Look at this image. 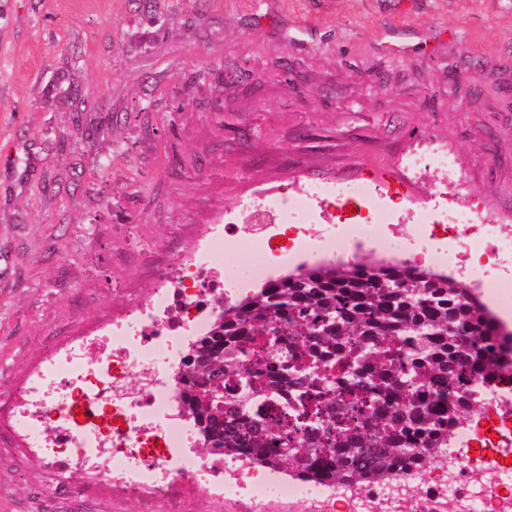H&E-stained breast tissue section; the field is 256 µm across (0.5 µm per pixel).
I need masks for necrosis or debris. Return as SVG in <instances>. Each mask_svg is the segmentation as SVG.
Returning <instances> with one entry per match:
<instances>
[{
    "label": "necrosis or debris",
    "instance_id": "necrosis-or-debris-1",
    "mask_svg": "<svg viewBox=\"0 0 512 512\" xmlns=\"http://www.w3.org/2000/svg\"><path fill=\"white\" fill-rule=\"evenodd\" d=\"M432 158L441 179L430 208L356 182L260 197L248 223L216 228L164 283L147 289L136 327L117 318L46 357L9 408L11 432L47 472L92 470L118 496L161 501L167 512H185L188 483L217 504L250 508L285 500L297 512H512V368L481 387L441 456L373 484L287 481L270 469L201 457L193 421L172 405L183 348L207 332L219 301L274 282L287 266L379 255L435 265L512 320V222L483 221V196H460L447 179L445 149L433 148ZM335 202L337 222L320 223L321 208ZM226 237L242 246L230 265L213 253L214 241Z\"/></svg>",
    "mask_w": 512,
    "mask_h": 512
}]
</instances>
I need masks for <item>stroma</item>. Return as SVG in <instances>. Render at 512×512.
<instances>
[{
	"label": "stroma",
	"instance_id": "35a3bbf8",
	"mask_svg": "<svg viewBox=\"0 0 512 512\" xmlns=\"http://www.w3.org/2000/svg\"><path fill=\"white\" fill-rule=\"evenodd\" d=\"M430 142L512 215V0H0V406L251 198L357 180L431 206L438 171L404 168ZM0 512L144 510L1 429Z\"/></svg>",
	"mask_w": 512,
	"mask_h": 512
}]
</instances>
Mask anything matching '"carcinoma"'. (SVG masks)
<instances>
[{
	"mask_svg": "<svg viewBox=\"0 0 512 512\" xmlns=\"http://www.w3.org/2000/svg\"><path fill=\"white\" fill-rule=\"evenodd\" d=\"M200 344L208 361L181 381L212 454L351 483L436 458L471 387L512 359V333L458 281L385 262L299 268L224 304ZM279 372L295 395L273 419Z\"/></svg>",
	"mask_w": 512,
	"mask_h": 512,
	"instance_id": "1",
	"label": "carcinoma"
}]
</instances>
